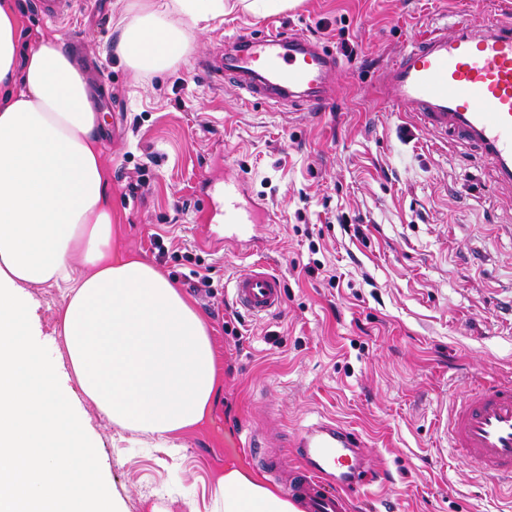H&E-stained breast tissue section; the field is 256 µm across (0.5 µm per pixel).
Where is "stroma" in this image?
I'll return each mask as SVG.
<instances>
[{
	"label": "stroma",
	"mask_w": 512,
	"mask_h": 512,
	"mask_svg": "<svg viewBox=\"0 0 512 512\" xmlns=\"http://www.w3.org/2000/svg\"><path fill=\"white\" fill-rule=\"evenodd\" d=\"M130 3L75 0L53 23L37 0H20L28 41L60 37L87 78L114 244L156 265L205 316L222 375L207 420L178 435L177 453L145 435L114 447L117 426L82 393L55 333L61 295L30 288L41 350L121 512H212L228 463L273 483L248 436L285 441L324 415L358 433L367 467L387 478L352 488V512H512V490L459 456L444 430L474 373L512 379V187L376 89L382 65L471 0H300L273 14L238 6L161 72L134 71L117 51ZM279 27L339 57L338 98L325 111L247 101L235 72L217 84L203 71L216 51L233 54L228 39ZM138 165L144 184L134 190ZM238 179L267 221L257 243L228 249L223 218L200 210ZM157 235L166 256L150 243ZM262 264L281 275L285 302L257 319L238 313L232 286ZM199 265L210 267L215 297L194 291Z\"/></svg>",
	"instance_id": "obj_1"
}]
</instances>
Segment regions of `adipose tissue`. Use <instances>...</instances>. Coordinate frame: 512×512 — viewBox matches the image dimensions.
I'll use <instances>...</instances> for the list:
<instances>
[{
	"instance_id": "obj_1",
	"label": "adipose tissue",
	"mask_w": 512,
	"mask_h": 512,
	"mask_svg": "<svg viewBox=\"0 0 512 512\" xmlns=\"http://www.w3.org/2000/svg\"><path fill=\"white\" fill-rule=\"evenodd\" d=\"M0 0V512H118L86 425L34 339L28 287L59 289V335L85 395L114 425L160 441L200 423L220 385L205 318L148 261L112 250L99 115L58 37L28 44ZM224 0H141L118 51L163 71ZM215 512H298L227 467Z\"/></svg>"
}]
</instances>
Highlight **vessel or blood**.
<instances>
[{
    "instance_id": "obj_1",
    "label": "vessel or blood",
    "mask_w": 512,
    "mask_h": 512,
    "mask_svg": "<svg viewBox=\"0 0 512 512\" xmlns=\"http://www.w3.org/2000/svg\"><path fill=\"white\" fill-rule=\"evenodd\" d=\"M235 44L227 66L210 71L220 77L225 68L235 70L245 99L299 101L310 112L327 104L326 80L339 61L320 42L283 30L251 31ZM378 83L388 102L414 107L422 130L451 133L491 160L500 182L512 184V18L478 14L458 21L449 35L427 26L408 50L382 66ZM265 221L261 204L238 185H225V244L251 238ZM233 301L255 317L280 312L282 278L257 267L235 279ZM447 431L451 447L480 464L483 474L512 479V380L476 376L467 397L452 403ZM288 446L300 461L299 470L282 481L288 496L305 512H351L345 489L366 477L355 433L325 418L291 436Z\"/></svg>"
}]
</instances>
